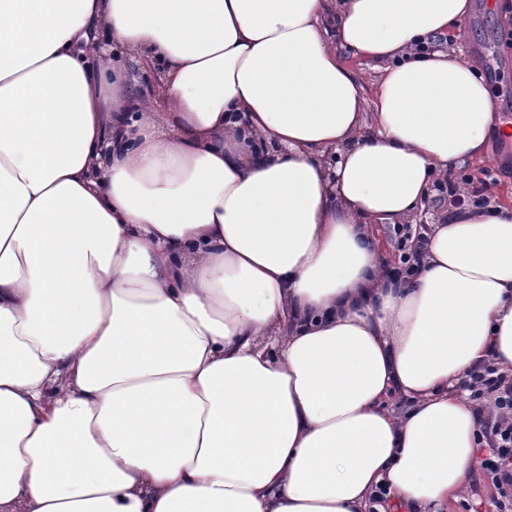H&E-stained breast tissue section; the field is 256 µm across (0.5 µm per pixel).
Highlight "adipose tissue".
<instances>
[{
  "label": "adipose tissue",
  "mask_w": 512,
  "mask_h": 512,
  "mask_svg": "<svg viewBox=\"0 0 512 512\" xmlns=\"http://www.w3.org/2000/svg\"><path fill=\"white\" fill-rule=\"evenodd\" d=\"M473 0H0V512H443L512 375ZM163 71L118 97L97 30ZM380 62L364 94L348 57ZM456 190V186H448L446 193L450 199H459L456 197ZM448 197L442 205H438L433 200L424 212L416 215L411 222H408L410 224H399L396 228L388 225H375L373 227L389 261L395 263L400 261V256L407 251L412 237L422 232V227L433 223L438 212L447 211L449 205L453 204L450 203Z\"/></svg>",
  "instance_id": "ef3b65f1"
}]
</instances>
